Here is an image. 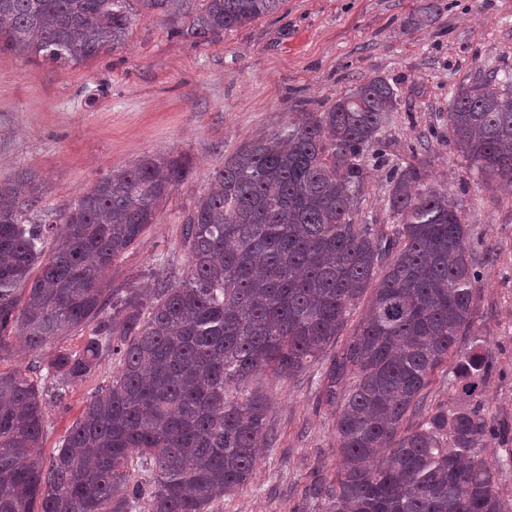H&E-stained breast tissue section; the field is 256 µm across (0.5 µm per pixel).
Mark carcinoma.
<instances>
[{
  "label": "carcinoma",
  "instance_id": "obj_1",
  "mask_svg": "<svg viewBox=\"0 0 512 512\" xmlns=\"http://www.w3.org/2000/svg\"><path fill=\"white\" fill-rule=\"evenodd\" d=\"M280 3L0 0V53L76 66L124 47L138 12L202 44ZM397 103L376 77L226 158L184 216V275H154L149 293L113 288L105 274L191 175L187 157L107 173L48 224L21 223L41 200L36 173L0 179V356L91 326L80 351L0 370V512H214L273 444L266 393L246 383L319 363L366 295L365 318L326 371L330 402L350 379L336 477L309 496L325 512H506L485 453L505 428L483 404L492 366L471 335L480 280L467 224L423 185L421 164L390 176L392 234L353 221L364 152ZM448 132L470 167L512 183V80L455 93ZM105 353L118 371L44 460L39 381L62 404ZM450 358L462 404L431 405L424 390Z\"/></svg>",
  "mask_w": 512,
  "mask_h": 512
}]
</instances>
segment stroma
<instances>
[{
	"label": "stroma",
	"mask_w": 512,
	"mask_h": 512,
	"mask_svg": "<svg viewBox=\"0 0 512 512\" xmlns=\"http://www.w3.org/2000/svg\"><path fill=\"white\" fill-rule=\"evenodd\" d=\"M512 75V0H283L280 8L207 44L171 37L164 18L137 16L124 48L57 67L0 53V178L32 169L45 188L23 223H45L74 205L103 174L144 156L183 154L193 175L174 187L157 224L112 268V284L151 287L150 272L181 277V224L215 169L241 146L283 132L298 113L323 110L372 78L398 95L368 156L354 220L391 232L389 174L425 165V183L446 193L471 231L482 278L473 332L493 359L488 416L512 426V186L470 171L448 140V107L488 73ZM118 369L103 355L90 378L47 405L44 455H52L87 397ZM269 396L275 447L261 449L247 486L217 512H324L307 489L336 475V416L323 366L279 380Z\"/></svg>",
	"instance_id": "1"
}]
</instances>
